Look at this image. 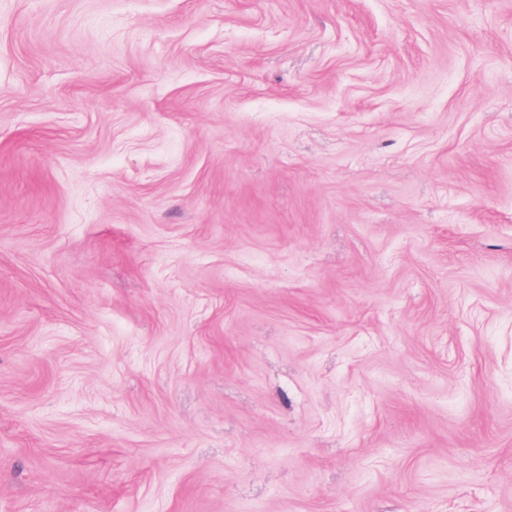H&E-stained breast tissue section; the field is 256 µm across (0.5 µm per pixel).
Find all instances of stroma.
Listing matches in <instances>:
<instances>
[{
	"mask_svg": "<svg viewBox=\"0 0 512 512\" xmlns=\"http://www.w3.org/2000/svg\"><path fill=\"white\" fill-rule=\"evenodd\" d=\"M0 512H512V0H0Z\"/></svg>",
	"mask_w": 512,
	"mask_h": 512,
	"instance_id": "35a3bbf8",
	"label": "stroma"
}]
</instances>
